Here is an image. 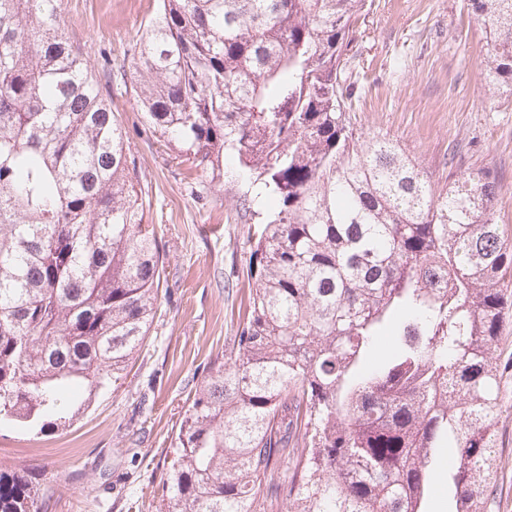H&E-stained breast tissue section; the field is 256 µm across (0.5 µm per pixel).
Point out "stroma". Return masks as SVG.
Instances as JSON below:
<instances>
[{
  "mask_svg": "<svg viewBox=\"0 0 512 512\" xmlns=\"http://www.w3.org/2000/svg\"><path fill=\"white\" fill-rule=\"evenodd\" d=\"M350 66L360 90L348 108L359 133L397 139L445 185L484 167L500 187L496 217L512 240V95L487 105L485 34L466 0H368ZM157 0H61L68 31L89 60L106 50L130 65ZM135 160L146 221L167 255L161 315L122 377L99 389L66 426L32 437L0 431V465L56 482L46 512H165L164 461L192 377L229 345L248 306L247 233L257 218L237 201L232 172L221 191L199 193L182 147L143 119L137 94H112ZM497 353L500 468L491 512H512V324Z\"/></svg>",
  "mask_w": 512,
  "mask_h": 512,
  "instance_id": "stroma-1",
  "label": "stroma"
}]
</instances>
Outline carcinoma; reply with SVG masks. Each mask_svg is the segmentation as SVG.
Listing matches in <instances>:
<instances>
[{
  "label": "carcinoma",
  "mask_w": 512,
  "mask_h": 512,
  "mask_svg": "<svg viewBox=\"0 0 512 512\" xmlns=\"http://www.w3.org/2000/svg\"><path fill=\"white\" fill-rule=\"evenodd\" d=\"M366 0H161L132 71L89 65L60 0H0V429L62 426L119 379L161 308L165 252L145 224L112 89L209 177L274 210L250 246L246 321L184 411L174 512H423L448 464L449 512H488L499 467L497 342L512 322L499 185L443 188L401 144L357 134L347 51ZM489 97L512 94V0H467ZM396 346L371 369L398 314ZM50 488L0 468V512Z\"/></svg>",
  "instance_id": "1"
}]
</instances>
